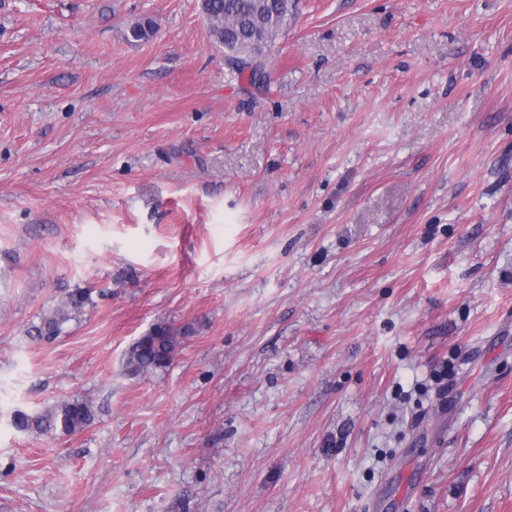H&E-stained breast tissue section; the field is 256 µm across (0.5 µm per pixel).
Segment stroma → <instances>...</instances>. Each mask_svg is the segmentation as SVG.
Returning a JSON list of instances; mask_svg holds the SVG:
<instances>
[{"instance_id": "stroma-1", "label": "stroma", "mask_w": 512, "mask_h": 512, "mask_svg": "<svg viewBox=\"0 0 512 512\" xmlns=\"http://www.w3.org/2000/svg\"><path fill=\"white\" fill-rule=\"evenodd\" d=\"M267 71L0 0V512H512V0H298ZM82 302L70 298L64 305L56 309L51 316L44 318L42 325L37 329L39 337L51 339L57 336L61 332L63 324L71 319L72 312L77 311L82 306ZM70 305L71 312L68 311ZM180 331L160 324L140 336L126 356V370L131 375L153 373L166 369L180 344ZM93 419V408L88 401L64 398L36 413L15 410L12 425L19 432L31 435L71 434L86 429Z\"/></svg>"}]
</instances>
